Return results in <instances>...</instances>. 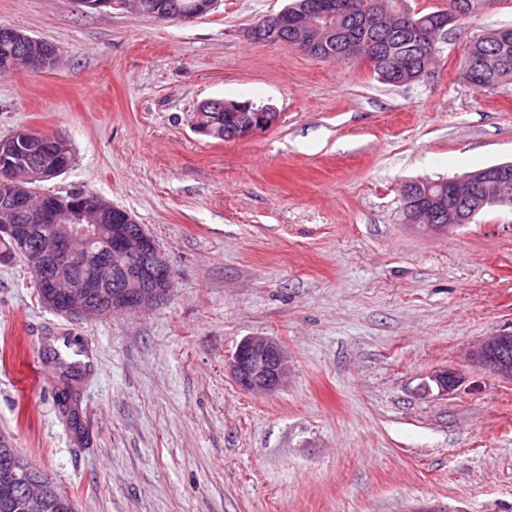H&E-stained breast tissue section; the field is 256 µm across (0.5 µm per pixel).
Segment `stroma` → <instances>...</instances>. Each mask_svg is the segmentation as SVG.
Masks as SVG:
<instances>
[{"instance_id":"35a3bbf8","label":"stroma","mask_w":512,"mask_h":512,"mask_svg":"<svg viewBox=\"0 0 512 512\" xmlns=\"http://www.w3.org/2000/svg\"><path fill=\"white\" fill-rule=\"evenodd\" d=\"M289 0H217L187 22L76 0H0V26L54 67L0 74V138L63 134L73 162L39 189L125 209L173 271L167 299L86 321L47 309L0 263V434L76 512H512V384L469 349L512 323V211L428 233L402 187L512 160V82L459 80L464 18L407 85L249 28ZM211 98L273 105L244 140L193 129ZM277 340L287 381L241 390L227 362ZM59 354L86 441L59 405ZM450 369V394L433 380ZM16 45L17 54L26 62L30 70H43L54 65L56 49L50 43L33 38L28 34L10 27H0Z\"/></svg>"}]
</instances>
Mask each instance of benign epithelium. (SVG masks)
<instances>
[{"instance_id":"7a95c632","label":"benign epithelium","mask_w":512,"mask_h":512,"mask_svg":"<svg viewBox=\"0 0 512 512\" xmlns=\"http://www.w3.org/2000/svg\"><path fill=\"white\" fill-rule=\"evenodd\" d=\"M333 14L334 4L320 0L306 20L292 26L302 51L308 52L320 45L318 33L329 25ZM0 30L12 39L18 56L25 60L28 69L43 70L54 65L56 49L53 45L15 28ZM208 104L224 109L230 107L236 112L233 133L236 140L266 131L277 122L273 107L250 100L213 99ZM23 141L25 138L15 135L0 141V181L13 187V192L0 205V237L7 236L26 250L27 266L42 292L44 306L79 319L93 320L111 309H145L164 300L171 290V266L154 237L133 217H128L126 224L103 228V222L112 216V204L97 196L92 199L76 196L52 208L32 206L28 188L13 180L12 158L20 151ZM57 173V168L47 160H35L26 169V181L49 179ZM510 174L512 162H507L448 181V198L455 205L448 206L446 214L436 213V223L429 225V229L435 232L466 224L471 218L468 208L486 201L512 210V198L494 195L498 183ZM17 212L28 213L38 224L53 225L55 237L52 244L34 241L29 225L14 223ZM105 230L111 240L106 253L94 248ZM75 250L90 266V271L61 283L54 268L59 259L72 256ZM128 260L140 261L131 293L112 288L126 279L125 262ZM471 360L489 374L511 382L512 325L485 338L471 352ZM228 367L235 383L246 392L270 393L288 378L287 356L280 344L268 336H250L243 340ZM434 381L441 391L449 394L458 386L459 377L456 372L446 369L437 373ZM10 482L18 489L22 512H43L44 482L40 475L14 472Z\"/></svg>"}]
</instances>
